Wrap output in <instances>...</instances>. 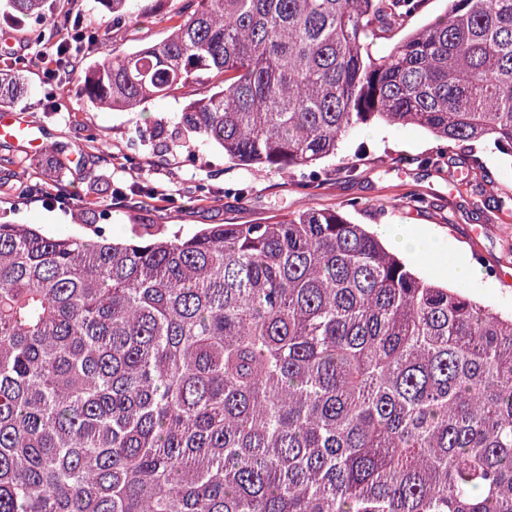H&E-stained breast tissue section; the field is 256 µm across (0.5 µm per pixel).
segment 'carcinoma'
<instances>
[{
    "label": "carcinoma",
    "instance_id": "obj_1",
    "mask_svg": "<svg viewBox=\"0 0 512 512\" xmlns=\"http://www.w3.org/2000/svg\"><path fill=\"white\" fill-rule=\"evenodd\" d=\"M118 21L168 0H99ZM161 41L83 68L133 109L202 87L189 143L293 173L374 120L512 159V0H191ZM64 36L49 0H0ZM27 92L0 76V107ZM144 230L0 221V512H512V314L419 277L347 217ZM446 2L442 0H429L426 3L424 12L414 18L408 25L405 30L397 34L391 40H380L373 44L372 52L374 55L381 56L386 54L391 46L408 30L414 27H417L423 23L433 21L436 18L444 15V11L446 9Z\"/></svg>",
    "mask_w": 512,
    "mask_h": 512
}]
</instances>
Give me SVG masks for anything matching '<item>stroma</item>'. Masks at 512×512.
<instances>
[{"instance_id": "35a3bbf8", "label": "stroma", "mask_w": 512, "mask_h": 512, "mask_svg": "<svg viewBox=\"0 0 512 512\" xmlns=\"http://www.w3.org/2000/svg\"><path fill=\"white\" fill-rule=\"evenodd\" d=\"M183 3L169 0L130 27L114 23L98 0H69L67 7L88 30L110 32L90 53L100 59L166 37ZM45 31L35 19L17 27L0 18V48H12L0 55V69L20 71L28 88L13 109L43 131L46 143L37 156L28 144L0 141V212L9 219L42 225L54 235H85L90 227L79 223V216L106 211L111 237L123 239L137 224L186 232L205 224H260L306 205L336 207L355 198L362 203L350 214L355 223L439 230L440 252L411 263L421 277L451 283L450 262L459 251L482 270L496 269L494 287L473 285L469 294L494 312L512 313V213L496 206L500 193L512 191V161L478 143L453 144L441 167L426 169L419 160L435 152L437 140L415 126L378 121L360 127L336 157L322 161L327 180L306 190L275 170L235 165L216 147L153 138L149 129L155 124L174 129L190 100L186 90L134 111L93 107L77 92L81 68L55 73V48ZM473 155L486 170L487 204L479 212L468 193L454 187L456 173ZM349 162L358 168L352 178L341 173ZM22 184L35 185V193H19ZM240 188L247 189V197L237 196ZM411 189L428 198L427 207L415 208L406 199Z\"/></svg>"}]
</instances>
